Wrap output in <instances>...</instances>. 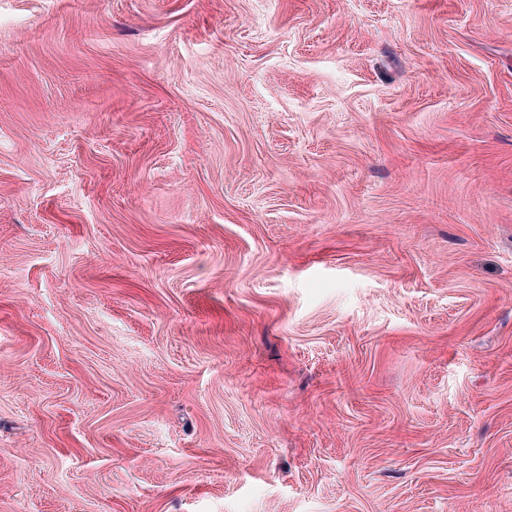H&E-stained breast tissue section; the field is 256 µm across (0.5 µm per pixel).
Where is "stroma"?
<instances>
[{
	"label": "stroma",
	"mask_w": 512,
	"mask_h": 512,
	"mask_svg": "<svg viewBox=\"0 0 512 512\" xmlns=\"http://www.w3.org/2000/svg\"><path fill=\"white\" fill-rule=\"evenodd\" d=\"M0 512H512V0H0Z\"/></svg>",
	"instance_id": "stroma-1"
}]
</instances>
